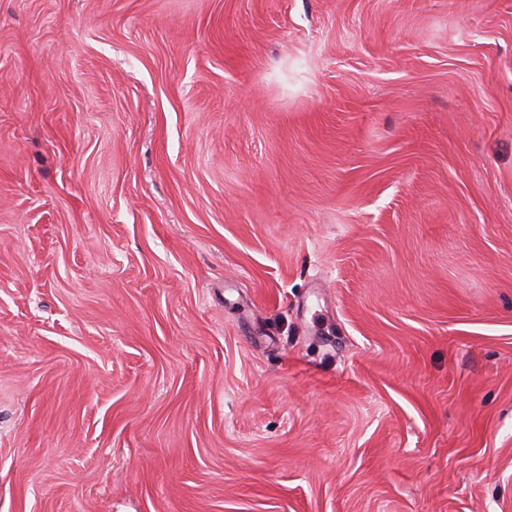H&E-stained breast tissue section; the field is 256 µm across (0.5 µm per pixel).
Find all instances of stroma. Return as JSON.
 Returning <instances> with one entry per match:
<instances>
[{
  "label": "stroma",
  "mask_w": 512,
  "mask_h": 512,
  "mask_svg": "<svg viewBox=\"0 0 512 512\" xmlns=\"http://www.w3.org/2000/svg\"><path fill=\"white\" fill-rule=\"evenodd\" d=\"M0 512H512V0H0Z\"/></svg>",
  "instance_id": "35a3bbf8"
}]
</instances>
